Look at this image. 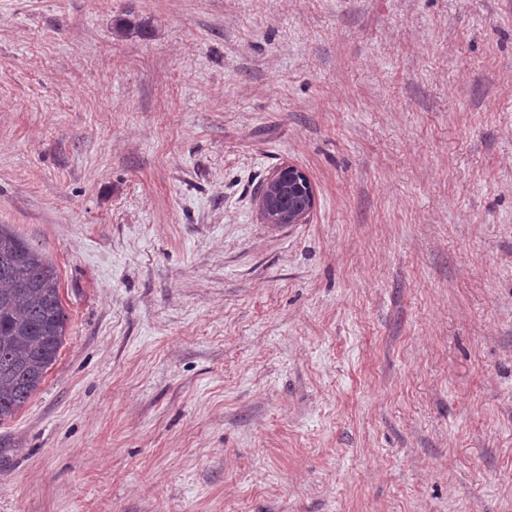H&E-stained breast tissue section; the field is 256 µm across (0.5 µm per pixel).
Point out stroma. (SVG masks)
<instances>
[{"instance_id": "1", "label": "stroma", "mask_w": 512, "mask_h": 512, "mask_svg": "<svg viewBox=\"0 0 512 512\" xmlns=\"http://www.w3.org/2000/svg\"><path fill=\"white\" fill-rule=\"evenodd\" d=\"M0 224V512H512V0H0ZM283 169H286L288 171L293 172L292 174L296 177L297 180H298L299 177H302L304 179L303 180V185L307 186V189H308L307 191L309 192V195L312 198V202L315 203V195H314L313 187L311 185L310 180L308 179V177L306 176V174L304 172H302L301 170H299L298 168H296L293 165L284 164L283 168H281L278 171L274 172L270 176V179H269V182H268L269 185H271L275 181V178L277 177V174L281 170H283ZM305 186L302 187L303 190L298 188V189L294 190L290 195L288 193V188H286L283 191V197L285 199L286 206H288L289 203H291L292 207H295L297 205H301L304 210H308L310 208V198H309L308 193L305 191L306 190ZM67 321L54 264L1 224L0 423L14 418L44 383Z\"/></svg>"}]
</instances>
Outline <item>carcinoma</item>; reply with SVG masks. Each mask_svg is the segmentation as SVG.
<instances>
[{"mask_svg": "<svg viewBox=\"0 0 512 512\" xmlns=\"http://www.w3.org/2000/svg\"><path fill=\"white\" fill-rule=\"evenodd\" d=\"M67 321L54 264L1 224L0 423L14 418L44 383Z\"/></svg>", "mask_w": 512, "mask_h": 512, "instance_id": "cac0c4a2", "label": "carcinoma"}]
</instances>
